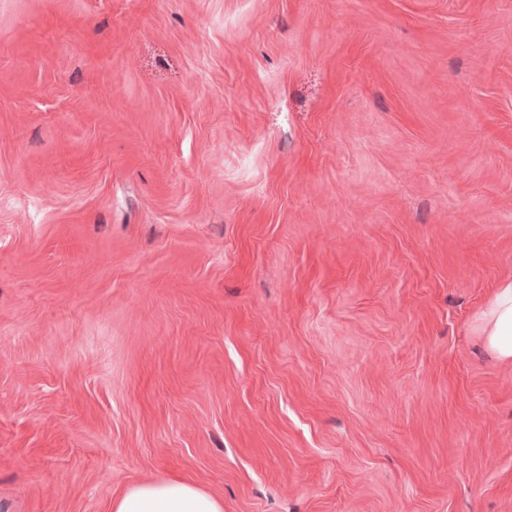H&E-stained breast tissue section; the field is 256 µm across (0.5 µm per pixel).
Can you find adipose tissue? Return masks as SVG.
Returning <instances> with one entry per match:
<instances>
[{
  "instance_id": "1",
  "label": "adipose tissue",
  "mask_w": 512,
  "mask_h": 512,
  "mask_svg": "<svg viewBox=\"0 0 512 512\" xmlns=\"http://www.w3.org/2000/svg\"><path fill=\"white\" fill-rule=\"evenodd\" d=\"M472 328L497 360L512 364V278L502 280L475 315ZM112 512H224V502L181 480H152L130 485L115 496Z\"/></svg>"
}]
</instances>
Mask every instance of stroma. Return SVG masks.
Here are the masks:
<instances>
[{
	"label": "stroma",
	"instance_id": "obj_1",
	"mask_svg": "<svg viewBox=\"0 0 512 512\" xmlns=\"http://www.w3.org/2000/svg\"><path fill=\"white\" fill-rule=\"evenodd\" d=\"M512 0H0V504L512 512ZM472 328L488 352L500 362L512 364V277L498 283L475 315ZM224 512V501L181 480L130 485L112 500L111 512Z\"/></svg>",
	"mask_w": 512,
	"mask_h": 512
}]
</instances>
